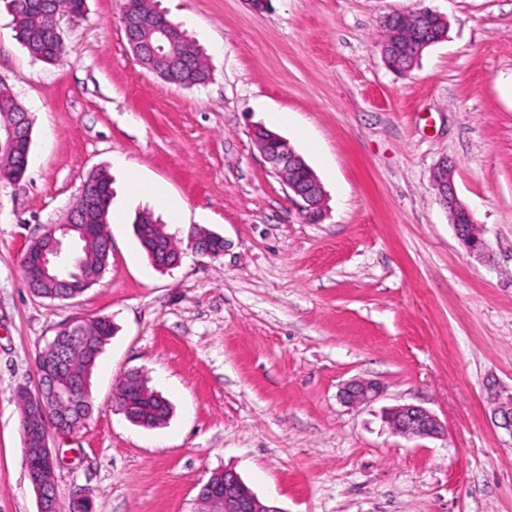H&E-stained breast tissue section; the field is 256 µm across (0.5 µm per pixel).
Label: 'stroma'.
Wrapping results in <instances>:
<instances>
[{
	"label": "stroma",
	"instance_id": "stroma-1",
	"mask_svg": "<svg viewBox=\"0 0 512 512\" xmlns=\"http://www.w3.org/2000/svg\"><path fill=\"white\" fill-rule=\"evenodd\" d=\"M206 56L211 77L169 85L134 56L119 0L61 14V61L31 56L0 0V81L33 121L23 180L0 183V512H37L22 451L19 385L73 318L114 335L91 381L94 415L52 435L62 505L94 512H198L216 472H238L283 512H512V436L489 419L485 387L512 386V0H155ZM430 8L446 41L406 73L390 68L379 20ZM285 112L278 133L328 197L303 221L249 128ZM453 166L489 255L470 256L431 184ZM95 170L112 182L102 279L73 300L33 295L24 247L63 220ZM181 199L185 224L224 253L186 247L155 269L133 231L153 198L129 175ZM142 374L172 405L161 427L132 424L116 392ZM353 378L373 403L339 399ZM414 404L439 439L393 433L385 409ZM381 393V387L376 382L351 380L342 387L341 396L346 403L359 406L375 401Z\"/></svg>",
	"mask_w": 512,
	"mask_h": 512
}]
</instances>
